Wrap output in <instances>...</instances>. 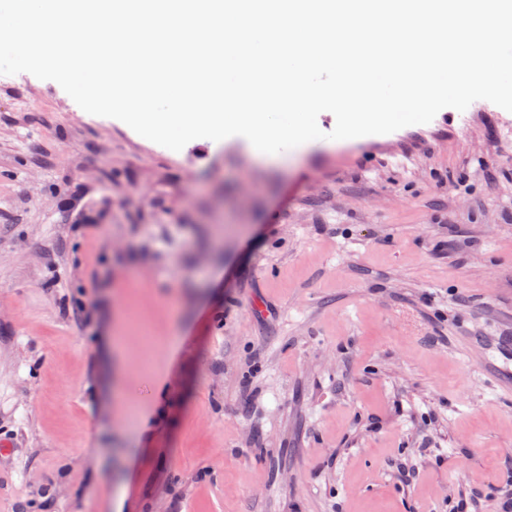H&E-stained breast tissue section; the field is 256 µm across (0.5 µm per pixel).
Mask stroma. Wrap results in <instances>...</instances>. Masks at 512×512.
I'll return each mask as SVG.
<instances>
[{
  "instance_id": "obj_1",
  "label": "stroma",
  "mask_w": 512,
  "mask_h": 512,
  "mask_svg": "<svg viewBox=\"0 0 512 512\" xmlns=\"http://www.w3.org/2000/svg\"><path fill=\"white\" fill-rule=\"evenodd\" d=\"M317 122L176 152L0 74V512H497L512 112ZM161 374L129 446L111 389Z\"/></svg>"
}]
</instances>
